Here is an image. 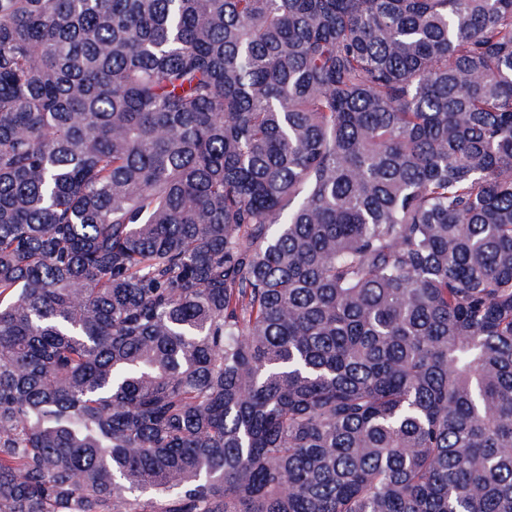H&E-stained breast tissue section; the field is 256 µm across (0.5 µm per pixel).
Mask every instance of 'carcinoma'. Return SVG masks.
Listing matches in <instances>:
<instances>
[{
	"label": "carcinoma",
	"mask_w": 512,
	"mask_h": 512,
	"mask_svg": "<svg viewBox=\"0 0 512 512\" xmlns=\"http://www.w3.org/2000/svg\"><path fill=\"white\" fill-rule=\"evenodd\" d=\"M0 512H512V0H0Z\"/></svg>",
	"instance_id": "cac0c4a2"
}]
</instances>
